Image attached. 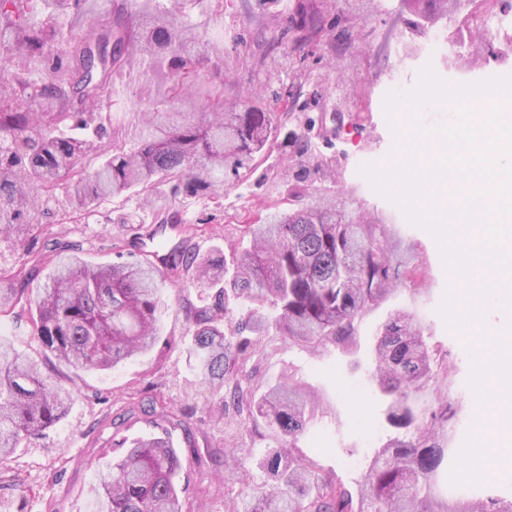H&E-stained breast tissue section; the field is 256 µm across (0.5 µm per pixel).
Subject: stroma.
<instances>
[{
	"instance_id": "stroma-1",
	"label": "stroma",
	"mask_w": 512,
	"mask_h": 512,
	"mask_svg": "<svg viewBox=\"0 0 512 512\" xmlns=\"http://www.w3.org/2000/svg\"><path fill=\"white\" fill-rule=\"evenodd\" d=\"M399 4L374 0L371 11L360 16L349 13L343 0H132L137 16L171 12L176 28L199 37L201 79H208L216 62L234 78L225 96L252 86L263 91L265 105L275 114L264 152L249 177L219 198L185 189L176 193L168 183L157 184L153 194L169 197L166 209L144 203L131 191L76 213L61 184L38 214L26 250L0 236V272L22 270L33 291L45 283L58 243L77 245L95 263L112 260L117 251L162 256L174 249L229 260L247 244L241 225L265 215L267 205L299 208L302 188L346 189L364 212L385 225L393 252L409 255V265L400 268L396 291L357 319L351 350L330 345L314 351L273 332L260 337L247 365V388L258 395L290 378L318 394L320 406L295 446L353 491L377 449L398 435L385 419L388 399L374 379L375 345L396 312L414 317L438 362L450 369L447 382L414 397L425 412L443 399L451 404L449 455H456L475 410L467 385L469 358L435 312L447 284L437 245L358 172L361 164L383 159L392 147L384 96L395 88H412L428 63L441 78L458 83L512 73L507 47L512 32L499 25L497 11L484 14L485 44L476 69L453 73L445 57L468 53L476 31L457 18L437 30L415 28ZM311 7L321 13L320 29L302 42L297 23ZM167 70V65L133 57L113 72L115 93L93 112L94 125L109 132L107 149H129L141 113L172 103ZM295 136L307 142L305 156L292 146ZM178 211L187 226L183 232L169 228ZM164 276L158 343L112 369L83 374L61 421L13 453L12 470L29 489L22 512H98L99 476L118 454L113 441L151 434L166 437L179 453L184 512H224L219 451L229 444L237 413L232 408L219 413L212 387L196 377L187 361L193 333L188 311L211 304L219 285L198 283L183 290L177 272L168 270ZM157 403L191 410L189 424L177 425L155 412Z\"/></svg>"
}]
</instances>
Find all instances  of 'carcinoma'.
I'll use <instances>...</instances> for the list:
<instances>
[{"label": "carcinoma", "instance_id": "carcinoma-1", "mask_svg": "<svg viewBox=\"0 0 512 512\" xmlns=\"http://www.w3.org/2000/svg\"><path fill=\"white\" fill-rule=\"evenodd\" d=\"M402 11L426 29L460 11L461 0H400ZM73 0H0V224L24 246L39 207L68 183L69 204L92 202L160 181L203 188L212 195L246 176L266 147L275 113L241 98L204 97L190 78L201 63L199 38L178 30L168 15L136 22L128 0L112 16L83 29L63 58L49 65V83L33 91L32 58L49 59L56 41L54 16ZM39 11L36 26L30 16ZM136 54L168 61L177 106L143 113L137 142L100 165L101 135L62 136L68 122L88 124L86 107L112 95V71ZM345 191L314 190L288 212L273 210L247 224L248 251L236 257L232 294L196 311L190 361L201 380L232 395L240 429L263 423L288 439L270 448L258 467L268 482L235 490L224 485L227 512H512V502L468 500L450 509L431 495L448 467L451 406L444 400L422 415L412 396L439 375L432 351L413 318L399 313L382 328L376 347V379L388 397L387 423L409 434L390 441L352 494L339 477L294 447L317 408L311 392L288 381L255 397L244 393L252 336L269 329L312 347L349 349L356 317L393 290V265L385 226L346 205ZM192 277L219 280L224 268L205 258L182 261ZM163 284L146 259L92 265L73 252L53 266L46 284L27 293L13 274H0V314L28 308L30 332L44 352L71 371L70 381L92 369L107 370L152 348L160 339L157 298ZM249 310L235 317V307ZM75 387L47 379L38 363L0 341V482L11 494L7 509L25 499V487L9 475L15 448L65 415ZM121 453L99 481L101 512H183L177 450L161 436L114 443Z\"/></svg>", "mask_w": 512, "mask_h": 512}]
</instances>
